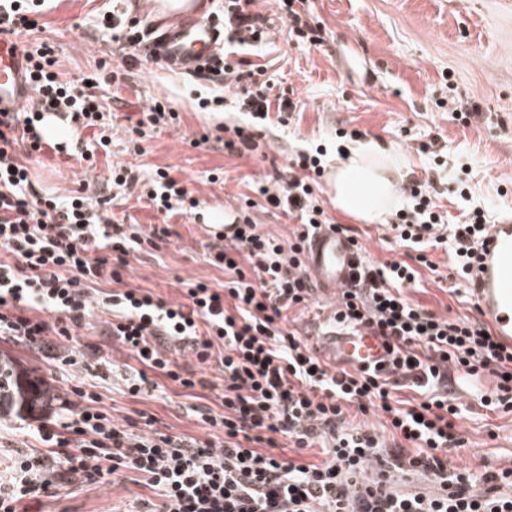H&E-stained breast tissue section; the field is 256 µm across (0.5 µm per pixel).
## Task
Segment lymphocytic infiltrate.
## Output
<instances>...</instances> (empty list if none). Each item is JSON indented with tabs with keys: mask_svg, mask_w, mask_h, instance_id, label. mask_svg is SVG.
<instances>
[{
	"mask_svg": "<svg viewBox=\"0 0 512 512\" xmlns=\"http://www.w3.org/2000/svg\"><path fill=\"white\" fill-rule=\"evenodd\" d=\"M255 3L225 0L217 23L228 42L257 38L263 17ZM24 58L33 98L21 110L0 112V335L34 347L53 337L72 342L97 310L105 315L101 336L140 365L131 395L156 389L161 376L190 392L206 388L201 371L213 364L224 387L219 410L204 417L213 431L205 440L160 432L150 416L118 424L97 408V394L74 387L66 420L39 426L42 450L12 461V480L0 485V512H28L27 499L49 493L54 482L95 483L121 469L141 474L156 492V499L142 500L143 512H512V466L477 474L450 460L467 445L454 376H490L482 407L512 412V349L482 321L439 316L404 291L429 247L448 248L452 278L468 282L486 232L481 210L450 224L422 183L403 187L413 206L396 211L390 230L396 245L415 251V263L360 261L327 319L331 330L388 337L391 362L368 372L332 367L287 329L288 311L309 307L315 297L301 253L303 240L327 222L313 189L323 173L320 158L299 153L283 184L256 182L255 199L237 209L235 238L218 234L209 242V263L223 270V288L183 281L177 304L142 288L121 289L128 255L142 240L162 242L171 231L156 226L144 236L135 225L117 223L111 199L85 182L65 198L36 190L28 159L76 151L74 143L42 135L46 116L64 119L75 135L96 130L95 149H108L112 138L97 96L103 73L62 79L47 44L26 49ZM199 77L234 90L238 107L258 125L270 112L296 109L226 53ZM94 151L76 152L91 163ZM111 181L165 215L199 206L162 168L139 175L117 166ZM259 198L298 219L292 241L259 231L250 216ZM106 274L114 290L93 292ZM187 355L193 365L182 364ZM405 389L417 401L399 399ZM370 415L381 430L364 425ZM283 438L301 453L319 447L325 456L276 455ZM53 455L64 462L55 476Z\"/></svg>",
	"mask_w": 512,
	"mask_h": 512,
	"instance_id": "obj_1",
	"label": "lymphocytic infiltrate"
}]
</instances>
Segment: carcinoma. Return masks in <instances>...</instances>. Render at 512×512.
Returning a JSON list of instances; mask_svg holds the SVG:
<instances>
[{
  "label": "carcinoma",
  "mask_w": 512,
  "mask_h": 512,
  "mask_svg": "<svg viewBox=\"0 0 512 512\" xmlns=\"http://www.w3.org/2000/svg\"><path fill=\"white\" fill-rule=\"evenodd\" d=\"M49 389L31 379L9 355H0V420L34 416L43 409Z\"/></svg>",
  "instance_id": "cac0c4a2"
}]
</instances>
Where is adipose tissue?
Masks as SVG:
<instances>
[{
    "label": "adipose tissue",
    "mask_w": 512,
    "mask_h": 512,
    "mask_svg": "<svg viewBox=\"0 0 512 512\" xmlns=\"http://www.w3.org/2000/svg\"><path fill=\"white\" fill-rule=\"evenodd\" d=\"M395 161L393 152L372 140L350 148L330 177L337 208L367 224L386 223L399 203L391 171Z\"/></svg>",
    "instance_id": "1"
}]
</instances>
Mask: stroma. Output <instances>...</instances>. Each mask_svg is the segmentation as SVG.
Listing matches in <instances>:
<instances>
[{
  "mask_svg": "<svg viewBox=\"0 0 512 512\" xmlns=\"http://www.w3.org/2000/svg\"><path fill=\"white\" fill-rule=\"evenodd\" d=\"M256 9L269 18L272 32L242 56L273 79L276 91L297 102L299 111L286 125L270 112L258 149L240 155L225 150L217 135L219 126L244 125V113L232 107L199 109L198 98L208 93L206 82L141 57L124 58L111 30L99 23L114 12L150 24L168 20L154 0H47L35 16L36 28L16 38L25 48L44 42L53 46L65 80L97 70L102 61L118 69L102 92L103 113L114 123L109 155H97V168L90 173L64 154L34 157L30 170L41 189L65 197L88 176L109 197L114 193L111 166L161 167L186 181L200 202L195 215L167 216L133 195L118 201L113 213L120 221L145 233L166 222L172 231L167 242L129 255L124 287L145 288L176 302L180 280L223 284V271L205 255L209 225L221 222L225 207L237 205L254 180L276 182L297 151L320 148L327 166H334L341 129L359 130L364 140L396 148L402 182H432L435 203L448 223H463L472 207L481 208L488 223L500 220L512 205V0H295V11L316 33L314 45L290 32L278 0H258ZM154 97L171 100L180 125L131 137L129 120L138 119ZM204 133L210 136L205 143L199 140ZM461 184L467 192L463 200L456 195ZM314 193L332 222L353 229L369 259L405 260V248L386 239L381 225L336 208L327 178L319 179ZM427 257L418 281L405 289L408 298L444 317H476L468 292L450 291L446 251L431 248ZM0 354L47 382L53 394L36 416L0 423V473L37 447L32 428L62 420L78 384L98 393L116 421L145 412L163 432L209 435L203 415L215 406V396L194 399L170 383L130 396L127 357L111 346L83 356L65 342L38 349L5 336ZM460 401L468 445L452 454V465L476 472L512 465V414L481 408L468 387L461 389ZM151 495L140 474L125 470L96 484H62L55 494L38 495L28 505L29 512H133L140 499Z\"/></svg>",
  "mask_w": 512,
  "mask_h": 512,
  "instance_id": "obj_1",
  "label": "stroma"
}]
</instances>
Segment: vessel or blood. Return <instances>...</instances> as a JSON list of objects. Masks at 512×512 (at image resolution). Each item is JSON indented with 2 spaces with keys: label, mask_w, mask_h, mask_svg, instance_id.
Masks as SVG:
<instances>
[{
  "label": "vessel or blood",
  "mask_w": 512,
  "mask_h": 512,
  "mask_svg": "<svg viewBox=\"0 0 512 512\" xmlns=\"http://www.w3.org/2000/svg\"><path fill=\"white\" fill-rule=\"evenodd\" d=\"M153 49L164 64L195 71L207 59L221 53L223 35L196 14L185 12L173 25L158 24ZM24 57L13 39L0 35V110L16 111L32 96L23 78ZM481 257L469 284L475 305L497 340L512 347V217L488 225ZM360 252L345 235L322 228L307 239L304 263L320 295L332 296L345 287L358 263ZM320 348L338 366L351 370L377 369L388 360V342L371 331L359 334L328 332Z\"/></svg>",
  "instance_id": "vessel-or-blood-1"
}]
</instances>
